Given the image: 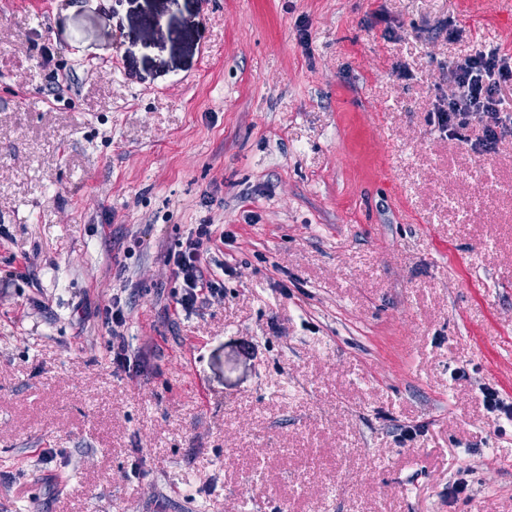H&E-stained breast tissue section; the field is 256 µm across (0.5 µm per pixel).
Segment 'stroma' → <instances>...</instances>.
Returning <instances> with one entry per match:
<instances>
[{
  "label": "stroma",
  "mask_w": 512,
  "mask_h": 512,
  "mask_svg": "<svg viewBox=\"0 0 512 512\" xmlns=\"http://www.w3.org/2000/svg\"><path fill=\"white\" fill-rule=\"evenodd\" d=\"M485 43L512 0H0V512H512V134L431 119ZM185 241L169 249L165 256V266L171 278L180 282L182 293L176 298V308H193L199 302L210 298H221L224 286L211 275L206 277L203 260L207 259L217 240L224 242V230L218 233L217 224H193ZM126 315L121 305V298L113 296L112 304L106 309V325L109 329L111 340L110 351L113 354V362L125 371L130 372L131 358L128 355V345L123 334L126 325ZM480 390L483 403L489 413L498 412L505 415L507 419H512V403L504 400L497 389L483 386Z\"/></svg>",
  "instance_id": "stroma-1"
}]
</instances>
